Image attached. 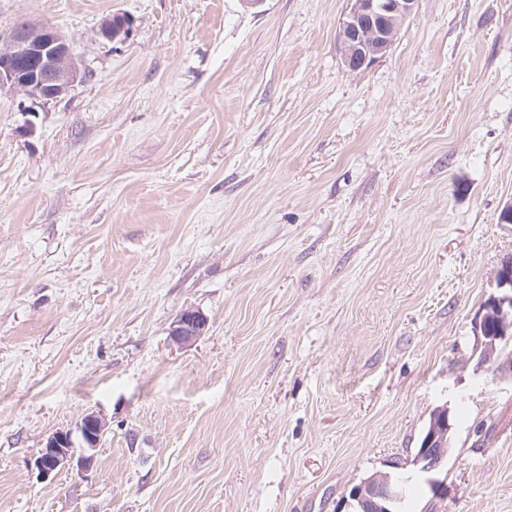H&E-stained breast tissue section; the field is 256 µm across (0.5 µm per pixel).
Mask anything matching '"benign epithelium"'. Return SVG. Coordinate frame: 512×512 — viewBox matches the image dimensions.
<instances>
[{
  "label": "benign epithelium",
  "instance_id": "obj_1",
  "mask_svg": "<svg viewBox=\"0 0 512 512\" xmlns=\"http://www.w3.org/2000/svg\"><path fill=\"white\" fill-rule=\"evenodd\" d=\"M417 0H349V8L339 26L342 62L357 72L386 54L403 22L413 13ZM126 23L104 20L100 34L112 41L125 33ZM85 72L75 58L69 39L46 23L22 20L9 32L0 47V94L19 93L33 104H49L69 93ZM497 295L488 298L484 314L476 325L482 336L481 362L495 372L512 376V353H504L500 343L512 338V254L503 258L495 276ZM207 319L197 311L183 312L173 326V340L180 344L195 341L207 330ZM106 430L98 413L86 414L79 426L86 448L96 449ZM451 424L448 410L436 409L425 431L423 448L413 465L425 474L435 473L448 458ZM94 456L77 453L69 431L50 435L36 461L40 474L48 478L66 466L91 468ZM403 496L394 475L376 473L351 491L358 512H393Z\"/></svg>",
  "mask_w": 512,
  "mask_h": 512
}]
</instances>
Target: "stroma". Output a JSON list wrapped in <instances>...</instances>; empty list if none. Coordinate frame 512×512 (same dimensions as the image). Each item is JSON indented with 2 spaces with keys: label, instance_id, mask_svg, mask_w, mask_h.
Returning <instances> with one entry per match:
<instances>
[{
  "label": "stroma",
  "instance_id": "stroma-1",
  "mask_svg": "<svg viewBox=\"0 0 512 512\" xmlns=\"http://www.w3.org/2000/svg\"><path fill=\"white\" fill-rule=\"evenodd\" d=\"M347 9L0 0V36L52 24L87 72L0 96V512H343L439 406L443 490L405 512H512L475 330L512 251V0H418L358 72ZM90 412L93 466L42 477ZM207 319L197 311H184L173 326V340L180 344L195 341L207 330ZM106 430L105 419L98 413L90 412L86 414L79 426V432L83 436V440L89 450L96 449L101 441V437ZM94 462L92 454L77 455L70 431L58 430L50 435L36 461L40 474L47 478L66 466H74L80 470L91 468Z\"/></svg>",
  "mask_w": 512,
  "mask_h": 512
}]
</instances>
